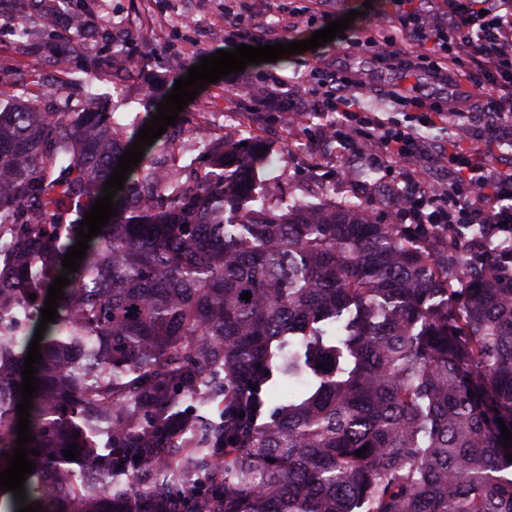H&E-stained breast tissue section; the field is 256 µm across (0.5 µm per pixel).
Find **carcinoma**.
Masks as SVG:
<instances>
[{
    "label": "carcinoma",
    "mask_w": 512,
    "mask_h": 512,
    "mask_svg": "<svg viewBox=\"0 0 512 512\" xmlns=\"http://www.w3.org/2000/svg\"><path fill=\"white\" fill-rule=\"evenodd\" d=\"M41 52L113 67L87 20L14 0ZM0 73V471L17 386L62 257L147 118L120 125L92 83L16 95ZM164 133L130 172L40 341L26 444L41 512H512V244L466 246L355 204L244 206L259 142L176 163ZM249 293L244 301L241 294ZM36 295L11 321L17 294ZM82 348L91 382L71 367ZM325 368H320V365ZM288 402L271 409L274 391ZM245 417H239L240 413ZM112 423V482L68 485L64 451ZM367 448L362 457L355 452Z\"/></svg>",
    "instance_id": "carcinoma-1"
}]
</instances>
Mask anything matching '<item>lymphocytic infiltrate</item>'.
Returning <instances> with one entry per match:
<instances>
[{"instance_id": "obj_1", "label": "lymphocytic infiltrate", "mask_w": 512, "mask_h": 512, "mask_svg": "<svg viewBox=\"0 0 512 512\" xmlns=\"http://www.w3.org/2000/svg\"><path fill=\"white\" fill-rule=\"evenodd\" d=\"M405 6L403 26L417 44L415 54L395 51L394 36L385 34L367 41L373 58L399 62L408 70L429 72L439 83L454 86L460 73L472 77L478 92V109L464 110L462 100H436L410 92L390 89L392 101L415 106L411 123H397L364 109L356 95L359 82L339 71L314 67L306 86L297 87L294 97H282L288 81L272 75L259 81L257 93L264 105H278L297 120H305L307 109L300 99L307 87L324 88L316 106L323 112H337L341 121L332 124L337 143L360 147L377 145L372 155L376 167H389L417 159L425 139L420 128L435 120H452L456 133L475 131L467 149L440 148L439 162L448 172V187L441 194L415 196L399 193L397 219L414 224H487L495 233L512 236V166L503 165L493 150L497 144H512V0H478L477 6L463 0H448V19L417 13L411 0Z\"/></svg>"}]
</instances>
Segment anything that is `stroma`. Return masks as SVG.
Wrapping results in <instances>:
<instances>
[{
	"label": "stroma",
	"mask_w": 512,
	"mask_h": 512,
	"mask_svg": "<svg viewBox=\"0 0 512 512\" xmlns=\"http://www.w3.org/2000/svg\"><path fill=\"white\" fill-rule=\"evenodd\" d=\"M364 1L261 0L254 7L249 0H60L56 22L65 24L72 12H81L99 34L111 35L113 43L123 46L113 73L97 76L93 84L110 93L118 122L127 125L156 111L176 80L202 57L241 44L304 40L331 21L357 11L344 37L273 63L247 66L237 83L224 78L205 85L200 102H189L177 117L178 124L193 131L192 137L181 139L177 161L185 164L196 158L195 142L199 139L219 135L232 141L256 138L264 145L257 175L267 191L323 187L328 199L339 204L358 203L376 221L391 224L395 218L387 199L403 187L402 171L371 168L367 156L346 152L326 139L321 129L334 121V113L315 112L309 124L294 125L287 112L262 108L252 87L262 75L275 73L294 81L319 64L363 82L360 100L374 112L389 111L382 91L400 82L439 95V87L425 74L401 78L398 72L357 50V43L383 30L400 40L405 37L393 0H368L372 3L368 10ZM33 25L27 16L0 11V68L28 71L43 83H56L61 73L52 60L35 50L22 52L17 47L14 29ZM352 168L369 169L373 175L347 182L341 173Z\"/></svg>",
	"instance_id": "stroma-1"
}]
</instances>
